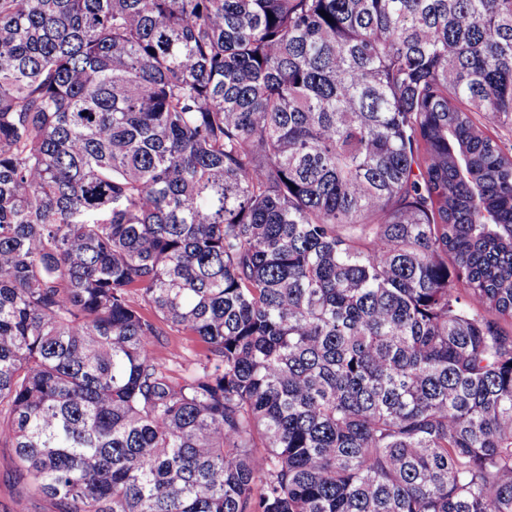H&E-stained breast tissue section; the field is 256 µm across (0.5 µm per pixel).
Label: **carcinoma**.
Returning a JSON list of instances; mask_svg holds the SVG:
<instances>
[{"label": "carcinoma", "mask_w": 512, "mask_h": 512, "mask_svg": "<svg viewBox=\"0 0 512 512\" xmlns=\"http://www.w3.org/2000/svg\"><path fill=\"white\" fill-rule=\"evenodd\" d=\"M495 128L512 0H0L19 478L56 512H512Z\"/></svg>", "instance_id": "cac0c4a2"}]
</instances>
